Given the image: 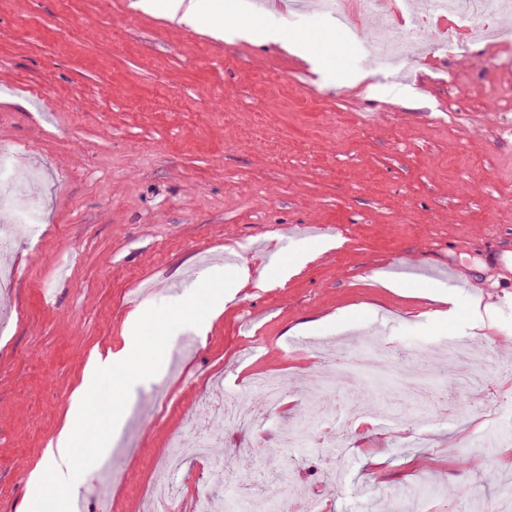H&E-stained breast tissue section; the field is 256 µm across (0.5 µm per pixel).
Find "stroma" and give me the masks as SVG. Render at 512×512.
Listing matches in <instances>:
<instances>
[{
    "instance_id": "35a3bbf8",
    "label": "stroma",
    "mask_w": 512,
    "mask_h": 512,
    "mask_svg": "<svg viewBox=\"0 0 512 512\" xmlns=\"http://www.w3.org/2000/svg\"><path fill=\"white\" fill-rule=\"evenodd\" d=\"M132 2L0 0V145L18 173H38L42 197L35 248L0 254L14 271L0 287V512L34 499L30 474L51 465L88 361L123 345L128 316L239 268L248 283L206 336L177 330L160 372L133 386L107 447L116 478L96 465L74 485L85 512H145L153 462L198 414L203 441L233 459L215 512L241 495L258 512L299 499L310 512H395L427 483L437 491L415 512H487L512 482V447L477 457L465 445L486 415L512 434V381L489 378L419 417L394 379L369 377L398 426L361 420L363 401L339 392L348 420L306 421L335 437L336 460L283 439L306 420V376L376 336L438 364L440 388L460 368L442 354L450 340L512 370V41L490 51L480 39L465 56L425 42L404 72L372 57L375 20L358 13L341 24L290 0H244L282 39L228 43ZM297 39L335 56V71L289 50ZM302 225L335 247L257 288L273 273L267 252L309 246L293 233ZM400 266L405 295L385 286ZM427 290L459 295L454 323L433 320ZM474 299L494 308L478 334ZM266 377L288 386L283 403L218 428Z\"/></svg>"
}]
</instances>
